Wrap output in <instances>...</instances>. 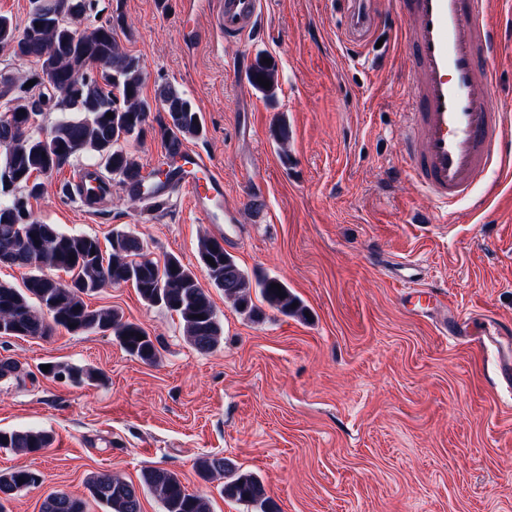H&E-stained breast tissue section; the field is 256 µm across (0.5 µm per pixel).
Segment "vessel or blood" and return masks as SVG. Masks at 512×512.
<instances>
[{
	"mask_svg": "<svg viewBox=\"0 0 512 512\" xmlns=\"http://www.w3.org/2000/svg\"><path fill=\"white\" fill-rule=\"evenodd\" d=\"M347 39L361 41L377 24L374 0H345ZM262 0H210L208 21L234 37L245 34ZM404 24L400 50L413 79L401 141L407 169L443 207L470 199L476 182L503 163L512 142V120L492 111L497 92L492 60L495 37L491 0H398ZM181 189L213 224H233L224 205V179L210 160L188 152L171 180L152 181L148 192L163 198Z\"/></svg>",
	"mask_w": 512,
	"mask_h": 512,
	"instance_id": "b4317fda",
	"label": "vessel or blood"
}]
</instances>
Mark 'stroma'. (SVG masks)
<instances>
[{
	"instance_id": "1",
	"label": "stroma",
	"mask_w": 512,
	"mask_h": 512,
	"mask_svg": "<svg viewBox=\"0 0 512 512\" xmlns=\"http://www.w3.org/2000/svg\"><path fill=\"white\" fill-rule=\"evenodd\" d=\"M185 0H94L71 24L84 30L121 12L117 40L139 58L143 94L185 91L203 118L187 149L224 177L238 212L225 250L251 275L275 277L306 306V318L266 307L260 319L211 297L224 340L197 351L175 313L146 304L131 285L86 296L118 309L155 338L159 356L130 357L108 333L0 337V359L18 378L0 380V429L38 427L53 444L36 454L0 448V470L41 472L40 487L10 500V512H40L65 491L104 512L85 483L100 473L138 481L148 467L171 470L212 512H255L223 499L195 463L232 459L265 485L278 512H512V390L495 376L493 351L449 336L437 318L469 316L512 324V174L496 170L475 188L483 205L461 204L447 219L407 172L403 136L411 75L397 48L403 23L379 0L381 25L347 42L341 0H263L242 38L198 19L187 29ZM493 107L512 114V0H496ZM272 59L274 97L253 86L248 67ZM168 115L155 104L128 150L143 172L163 167L158 134ZM287 125L288 139L276 138ZM79 155L30 198L34 217L107 242L133 231L155 258L172 254L208 285L198 241L218 225L194 211L186 192L156 210L132 201L119 177L96 207L63 187L88 168ZM434 215L431 224L424 215ZM416 272L440 307L411 314L403 280ZM103 372L73 386L43 365Z\"/></svg>"
}]
</instances>
